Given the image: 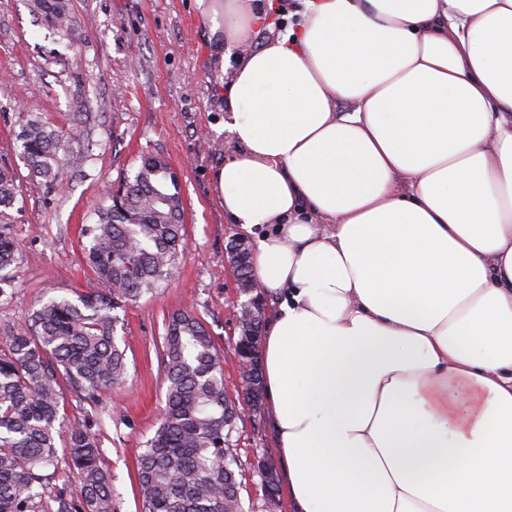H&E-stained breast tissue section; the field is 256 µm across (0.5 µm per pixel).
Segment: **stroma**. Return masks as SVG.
<instances>
[{
    "mask_svg": "<svg viewBox=\"0 0 512 512\" xmlns=\"http://www.w3.org/2000/svg\"><path fill=\"white\" fill-rule=\"evenodd\" d=\"M75 22L57 31L30 0H0V165L12 167L18 193L0 212V230L19 243L0 297V329L20 326L39 302L84 289L86 225L140 159L155 155L179 176L188 246L172 282L120 312L125 385L98 405L66 396L70 420H91L119 512H138L137 458L158 425L165 400L156 348L169 314L191 310L224 355V388L239 400L237 319L246 296L226 248L238 238L214 193L215 178L238 147L224 131V47L211 41L197 0H69ZM74 129L70 176L54 191L37 187L18 157L17 135L32 117ZM232 444L242 470L245 512H266V492L250 462L265 455L277 479L285 467L268 406L236 421Z\"/></svg>",
    "mask_w": 512,
    "mask_h": 512,
    "instance_id": "35a3bbf8",
    "label": "stroma"
}]
</instances>
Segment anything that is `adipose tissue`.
I'll use <instances>...</instances> for the list:
<instances>
[{
	"label": "adipose tissue",
	"instance_id": "obj_1",
	"mask_svg": "<svg viewBox=\"0 0 512 512\" xmlns=\"http://www.w3.org/2000/svg\"><path fill=\"white\" fill-rule=\"evenodd\" d=\"M293 512H512V0H210Z\"/></svg>",
	"mask_w": 512,
	"mask_h": 512
}]
</instances>
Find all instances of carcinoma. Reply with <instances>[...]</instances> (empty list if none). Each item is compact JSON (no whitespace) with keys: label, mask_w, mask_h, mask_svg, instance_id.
<instances>
[{"label":"carcinoma","mask_w":512,"mask_h":512,"mask_svg":"<svg viewBox=\"0 0 512 512\" xmlns=\"http://www.w3.org/2000/svg\"><path fill=\"white\" fill-rule=\"evenodd\" d=\"M32 8L66 32L67 0H31ZM73 131L30 118L17 139L38 185L52 191L69 176ZM16 199L15 174L0 168V208ZM84 229L83 258L92 287L75 297L50 298L24 328L0 332V512H115L112 483L90 423H66L63 391L94 405L127 379L116 342L117 309L138 302L172 279L184 250L186 224L178 180L168 164L141 158L133 178L96 211ZM17 244L0 232V271L16 260ZM230 260L238 287L250 278V250L233 240ZM165 408L154 436L137 458L140 512H243L236 449L238 419L224 390V366L203 320L178 311L160 342ZM67 432L69 480L57 485V437Z\"/></svg>","instance_id":"carcinoma-1"}]
</instances>
